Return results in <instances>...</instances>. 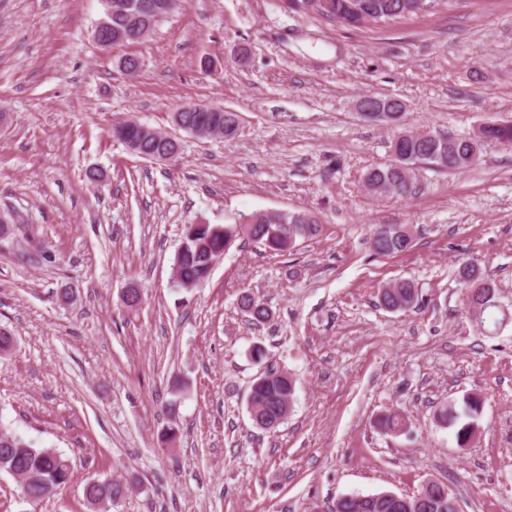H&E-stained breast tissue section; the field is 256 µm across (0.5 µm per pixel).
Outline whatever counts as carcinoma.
<instances>
[{
    "mask_svg": "<svg viewBox=\"0 0 512 512\" xmlns=\"http://www.w3.org/2000/svg\"><path fill=\"white\" fill-rule=\"evenodd\" d=\"M336 12L331 14L318 0H294L288 9L301 15H316L326 20L355 26L352 8L378 17L387 23L403 18L397 12L394 0H333ZM132 20V10L104 14L102 22L110 33L125 28ZM184 116L200 120L216 137H234L240 127L239 115L221 109L217 112H186ZM484 141L512 145V123H495L483 127L469 148L467 138H458L454 147L448 146V134L426 132L421 134L403 130L391 142L393 159L383 166H374L365 174L364 183L375 195L393 194L405 197L413 190L415 170L421 165L454 172L466 171L479 161V146ZM321 231L318 218L308 211L254 212L241 215L231 224H207L185 232L176 253L177 280L181 284L196 287L206 281L218 259L236 241L247 239L268 252H287L298 242L311 240ZM412 235L404 232L402 224H385L374 230L371 248L379 257H392L412 248ZM475 267L465 266L460 270V284L467 304L478 312L479 322H485V313L501 309L494 283L489 289L475 292L471 276ZM381 307L393 306L397 311L410 310L420 304L418 289L413 281L396 280L379 290ZM241 312L255 326L264 325L271 319L265 303L252 295L240 300ZM254 395L249 402L251 419L258 427L265 425L275 429L274 423H283L292 409L295 379L286 371L268 368L253 382ZM482 407V397L476 393L464 398L462 410L453 404H444L436 411L437 421L445 427L456 428L455 437L459 446H466L476 431L475 420ZM377 428L387 435L403 433L408 428L406 416L393 411L376 420ZM6 472L20 483L26 501L39 502L56 495L73 476L70 460L52 448H37L34 443L0 425V472ZM134 487L123 479L86 480L83 494L89 512H101L108 504L116 505L125 499ZM428 498L429 505L423 512H457V498L453 493L436 500L427 497V488L422 486L416 493L406 496L410 503ZM333 512H400L388 493L370 494L363 502L354 499H339Z\"/></svg>",
    "mask_w": 512,
    "mask_h": 512,
    "instance_id": "carcinoma-1",
    "label": "carcinoma"
}]
</instances>
